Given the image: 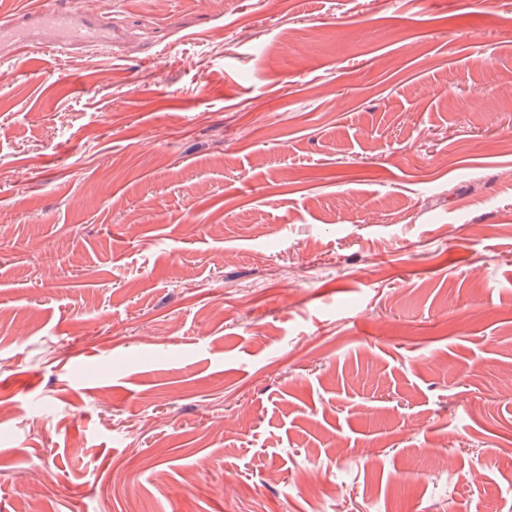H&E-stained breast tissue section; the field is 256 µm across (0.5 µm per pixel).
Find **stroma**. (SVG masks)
<instances>
[{
    "label": "stroma",
    "instance_id": "obj_1",
    "mask_svg": "<svg viewBox=\"0 0 512 512\" xmlns=\"http://www.w3.org/2000/svg\"><path fill=\"white\" fill-rule=\"evenodd\" d=\"M0 61V512H512V0H54ZM26 31H36L45 41L33 43ZM0 39L13 41L15 47L29 50L40 45L57 51H67L77 44L87 47L102 43L108 47L112 45V41L103 38L100 22L90 19L78 22L71 12L56 7L35 8L16 18H2Z\"/></svg>",
    "mask_w": 512,
    "mask_h": 512
}]
</instances>
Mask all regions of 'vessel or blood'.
Masks as SVG:
<instances>
[{
    "label": "vessel or blood",
    "instance_id": "b4317fda",
    "mask_svg": "<svg viewBox=\"0 0 512 512\" xmlns=\"http://www.w3.org/2000/svg\"><path fill=\"white\" fill-rule=\"evenodd\" d=\"M33 31L41 36L45 46L57 51L69 50L77 44L93 47L104 41L100 22L77 21L71 12L56 7L35 8L0 21V39L13 41L19 48H32L29 34Z\"/></svg>",
    "mask_w": 512,
    "mask_h": 512
}]
</instances>
